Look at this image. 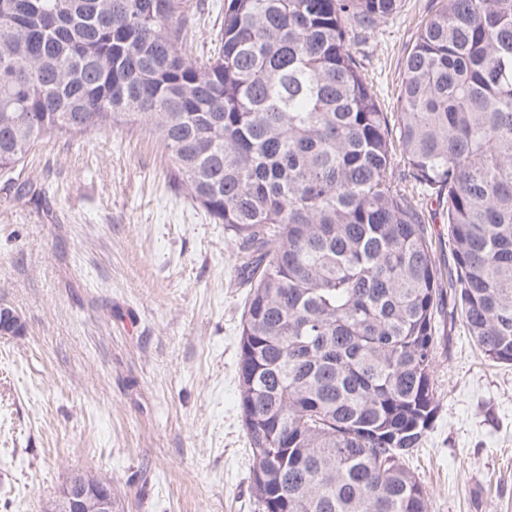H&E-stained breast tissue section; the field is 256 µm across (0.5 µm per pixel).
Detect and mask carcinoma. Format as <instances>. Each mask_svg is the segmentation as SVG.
Listing matches in <instances>:
<instances>
[{"label":"carcinoma","instance_id":"cac0c4a2","mask_svg":"<svg viewBox=\"0 0 512 512\" xmlns=\"http://www.w3.org/2000/svg\"><path fill=\"white\" fill-rule=\"evenodd\" d=\"M441 2L384 112L351 43L400 0H228L201 63L199 0H0V172L144 131L233 239L260 512H429L440 336L512 365V0Z\"/></svg>","mask_w":512,"mask_h":512}]
</instances>
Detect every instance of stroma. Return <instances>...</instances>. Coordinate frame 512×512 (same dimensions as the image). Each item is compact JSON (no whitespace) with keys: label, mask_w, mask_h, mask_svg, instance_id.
Here are the masks:
<instances>
[{"label":"stroma","mask_w":512,"mask_h":512,"mask_svg":"<svg viewBox=\"0 0 512 512\" xmlns=\"http://www.w3.org/2000/svg\"><path fill=\"white\" fill-rule=\"evenodd\" d=\"M439 0L401 8L351 50L396 108L404 59ZM205 0L192 53L218 51ZM155 139L95 132L40 143L0 172V512H44L75 472L125 512H258L238 406L247 296L233 245L170 183ZM29 181L37 199L20 201ZM433 428L406 460L430 512H512V365L456 327L435 368Z\"/></svg>","instance_id":"stroma-1"}]
</instances>
